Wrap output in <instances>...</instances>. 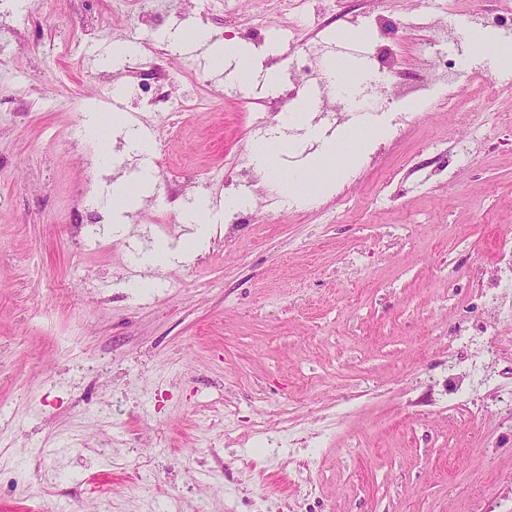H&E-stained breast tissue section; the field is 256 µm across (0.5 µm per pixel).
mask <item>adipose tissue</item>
Returning a JSON list of instances; mask_svg holds the SVG:
<instances>
[{"instance_id":"obj_1","label":"adipose tissue","mask_w":512,"mask_h":512,"mask_svg":"<svg viewBox=\"0 0 512 512\" xmlns=\"http://www.w3.org/2000/svg\"><path fill=\"white\" fill-rule=\"evenodd\" d=\"M384 134V127L371 116L356 114L353 125L345 133L342 142H324L307 169L289 174L285 186L286 196L304 202L308 199L307 191L310 186H317L323 191L331 190L336 181L346 177L360 159L364 145L383 137ZM185 219L197 225L198 230L194 237L176 250L164 243L157 244L152 251L141 256L142 264L166 265L195 256L204 248L209 223V206L206 199H199L195 207L186 214Z\"/></svg>"}]
</instances>
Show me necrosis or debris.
I'll return each instance as SVG.
<instances>
[{"label":"necrosis or debris","mask_w":512,"mask_h":512,"mask_svg":"<svg viewBox=\"0 0 512 512\" xmlns=\"http://www.w3.org/2000/svg\"><path fill=\"white\" fill-rule=\"evenodd\" d=\"M498 272L477 294L475 309L492 308L494 320L459 324L454 333L456 361L448 373L453 404L476 421L493 416L512 426V386L504 387L491 366L499 354L501 328L512 322V237L496 244Z\"/></svg>","instance_id":"4bbe7bcc"}]
</instances>
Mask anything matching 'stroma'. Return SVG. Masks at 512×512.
<instances>
[{"instance_id":"35a3bbf8","label":"stroma","mask_w":512,"mask_h":512,"mask_svg":"<svg viewBox=\"0 0 512 512\" xmlns=\"http://www.w3.org/2000/svg\"><path fill=\"white\" fill-rule=\"evenodd\" d=\"M34 2L0 26V512H55L74 495L84 512H152L172 493L182 512L246 497L308 512L303 466L322 475L321 512H512V429L463 419L448 396L453 329L512 235V65L473 63L468 24L512 40L499 0H127L119 14L112 0ZM159 7L162 22L142 20ZM199 28L254 53L200 63ZM329 41L370 72L359 99L392 134L349 181L289 205L252 151L288 137L286 174L317 150L281 120L325 79L319 63L302 78V50L320 62ZM118 42L139 50L101 65ZM401 73L428 80L387 99ZM155 76L210 105L143 107ZM116 96L125 124L91 184L83 111ZM128 125L149 158L126 153ZM471 132L467 160L454 145ZM146 167L154 184L113 236L105 198ZM212 171L224 184L196 191L212 208L206 248L136 263L191 239L184 187ZM259 417L270 433L252 432Z\"/></svg>"}]
</instances>
